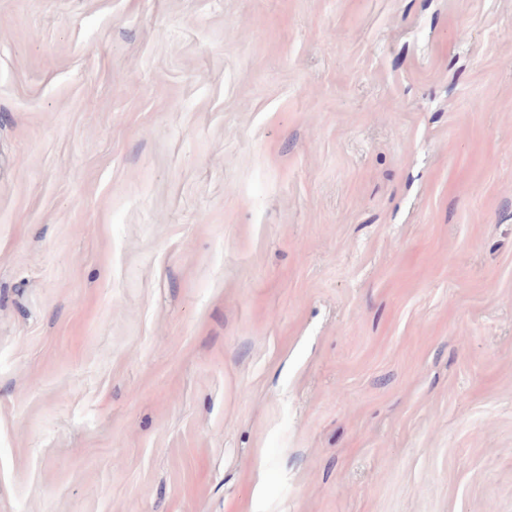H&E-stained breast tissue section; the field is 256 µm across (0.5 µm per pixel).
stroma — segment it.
<instances>
[{"mask_svg": "<svg viewBox=\"0 0 512 512\" xmlns=\"http://www.w3.org/2000/svg\"><path fill=\"white\" fill-rule=\"evenodd\" d=\"M0 512H512V0H0Z\"/></svg>", "mask_w": 512, "mask_h": 512, "instance_id": "1", "label": "stroma"}]
</instances>
